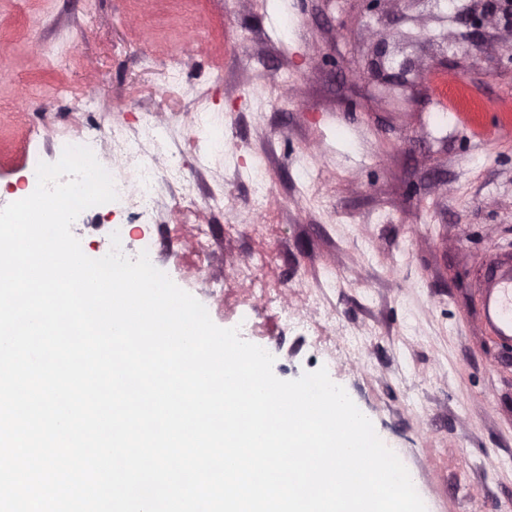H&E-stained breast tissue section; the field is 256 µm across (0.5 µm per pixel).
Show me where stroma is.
<instances>
[{
	"instance_id": "obj_1",
	"label": "stroma",
	"mask_w": 512,
	"mask_h": 512,
	"mask_svg": "<svg viewBox=\"0 0 512 512\" xmlns=\"http://www.w3.org/2000/svg\"><path fill=\"white\" fill-rule=\"evenodd\" d=\"M487 0H0V207L29 188L33 159L56 162L62 128L93 139L112 168L113 127L150 121L177 166L156 220L87 212L71 230L85 255L111 249L196 297L219 327L237 314L206 288L271 245L282 305L317 297L350 347L314 355L254 298V344L282 380L326 368L413 475L426 512H502L512 504V348L479 317L482 276L512 251V135L472 121L512 120V23ZM249 39H241V32ZM292 73L280 81V69ZM223 82H214L215 70ZM132 85L157 101L119 106ZM456 88L442 111L440 86ZM224 122L221 149L200 131L196 96ZM268 189L254 193L257 157ZM220 196L179 223L188 186ZM267 224V238L252 228ZM217 243L194 252L197 225ZM238 231L228 236L225 225Z\"/></svg>"
}]
</instances>
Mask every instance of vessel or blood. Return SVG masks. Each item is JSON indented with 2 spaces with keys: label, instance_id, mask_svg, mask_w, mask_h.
<instances>
[{
  "label": "vessel or blood",
  "instance_id": "vessel-or-blood-1",
  "mask_svg": "<svg viewBox=\"0 0 512 512\" xmlns=\"http://www.w3.org/2000/svg\"><path fill=\"white\" fill-rule=\"evenodd\" d=\"M484 324L506 347H512V259L490 266L481 302Z\"/></svg>",
  "mask_w": 512,
  "mask_h": 512
}]
</instances>
